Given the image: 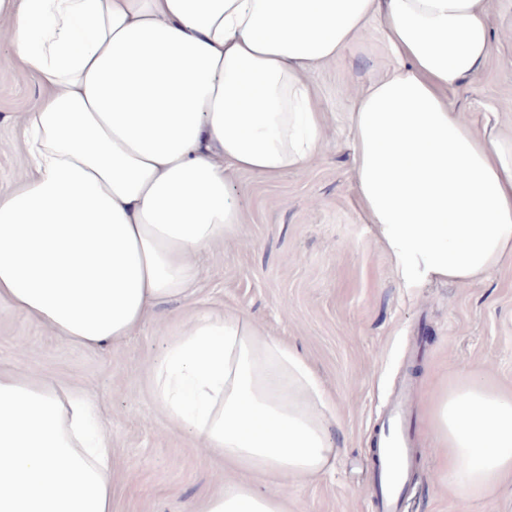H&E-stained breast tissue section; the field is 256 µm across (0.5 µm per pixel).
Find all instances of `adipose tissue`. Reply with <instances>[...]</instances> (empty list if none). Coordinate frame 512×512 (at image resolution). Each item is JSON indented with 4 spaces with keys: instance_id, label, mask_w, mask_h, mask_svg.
<instances>
[{
    "instance_id": "ef3b65f1",
    "label": "adipose tissue",
    "mask_w": 512,
    "mask_h": 512,
    "mask_svg": "<svg viewBox=\"0 0 512 512\" xmlns=\"http://www.w3.org/2000/svg\"><path fill=\"white\" fill-rule=\"evenodd\" d=\"M377 22L396 63L349 115L353 181L402 287L466 285L512 257V135L449 98L490 55L488 0H0L45 90L21 120L31 168L0 196V304L104 348L186 297L197 255L239 232L231 177L321 155L311 72ZM149 389L239 475L199 512H288L252 476L316 478L340 453L306 358L245 312L190 316ZM427 408L456 498L512 474V394L465 374ZM112 472L88 391L0 370V512H112Z\"/></svg>"
}]
</instances>
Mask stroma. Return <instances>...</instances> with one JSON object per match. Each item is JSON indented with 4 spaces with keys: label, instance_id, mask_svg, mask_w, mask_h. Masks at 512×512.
<instances>
[{
    "label": "stroma",
    "instance_id": "obj_1",
    "mask_svg": "<svg viewBox=\"0 0 512 512\" xmlns=\"http://www.w3.org/2000/svg\"><path fill=\"white\" fill-rule=\"evenodd\" d=\"M492 54L466 80L457 103L475 123L494 113L512 130V0H489ZM393 62L373 25L335 61L312 73L328 138L309 167L276 179L236 174L229 194L243 223L236 241L198 259L188 298L98 350L61 341L0 305V369L61 380L97 401L112 443V512H190L224 482V463L186 427H173L148 395L153 364L169 335L197 311L244 310L301 353L335 402L330 433L340 449L324 476L275 485L288 512H375L373 443L404 376L415 384L416 482L402 512H512V480L486 498L462 501L438 483L444 451L427 429V395L468 374L512 391V260L467 286L401 287L366 224L352 178L348 117L357 91ZM42 89L14 62L0 34V195L29 170L18 119Z\"/></svg>",
    "mask_w": 512,
    "mask_h": 512
}]
</instances>
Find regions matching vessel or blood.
Here are the masks:
<instances>
[{"instance_id":"obj_1","label":"vessel or blood","mask_w":512,"mask_h":512,"mask_svg":"<svg viewBox=\"0 0 512 512\" xmlns=\"http://www.w3.org/2000/svg\"><path fill=\"white\" fill-rule=\"evenodd\" d=\"M412 381L404 379L382 420L385 439L377 450L373 494L378 512H400L408 488L407 475L415 459L410 437L413 419Z\"/></svg>"}]
</instances>
